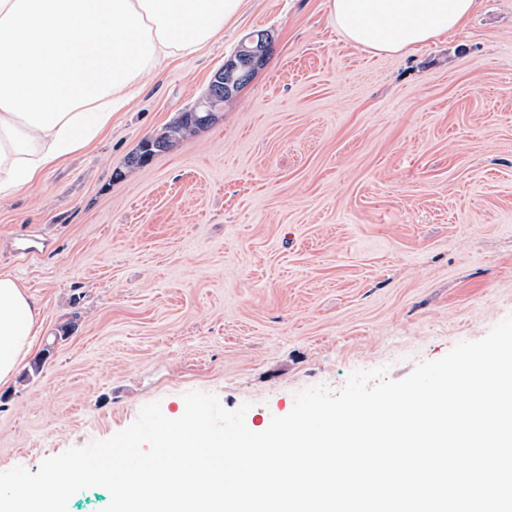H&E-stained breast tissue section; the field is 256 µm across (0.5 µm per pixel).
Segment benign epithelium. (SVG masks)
I'll use <instances>...</instances> for the list:
<instances>
[{"mask_svg":"<svg viewBox=\"0 0 512 512\" xmlns=\"http://www.w3.org/2000/svg\"><path fill=\"white\" fill-rule=\"evenodd\" d=\"M265 51V34H253L237 54L213 74L205 95L191 109L197 123L205 124L216 117L217 104L231 95L239 83L251 77Z\"/></svg>","mask_w":512,"mask_h":512,"instance_id":"benign-epithelium-1","label":"benign epithelium"}]
</instances>
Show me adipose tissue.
<instances>
[{
	"label": "adipose tissue",
	"mask_w": 512,
	"mask_h": 512,
	"mask_svg": "<svg viewBox=\"0 0 512 512\" xmlns=\"http://www.w3.org/2000/svg\"><path fill=\"white\" fill-rule=\"evenodd\" d=\"M477 0H328L354 47L406 55L463 27ZM249 0H0V198L38 183L111 125L131 89L210 44ZM41 329L40 308L0 274V387Z\"/></svg>",
	"instance_id": "adipose-tissue-1"
}]
</instances>
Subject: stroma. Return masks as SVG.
I'll return each mask as SVG.
<instances>
[{
  "mask_svg": "<svg viewBox=\"0 0 512 512\" xmlns=\"http://www.w3.org/2000/svg\"><path fill=\"white\" fill-rule=\"evenodd\" d=\"M272 45L216 121L139 167L253 32ZM37 241L20 260L15 247ZM41 331L0 388V472L190 391L247 427L356 370L407 376L512 316V0L404 56L345 42L327 0H251L164 62L90 147L0 199V274Z\"/></svg>",
  "mask_w": 512,
  "mask_h": 512,
  "instance_id": "obj_1",
  "label": "stroma"
}]
</instances>
